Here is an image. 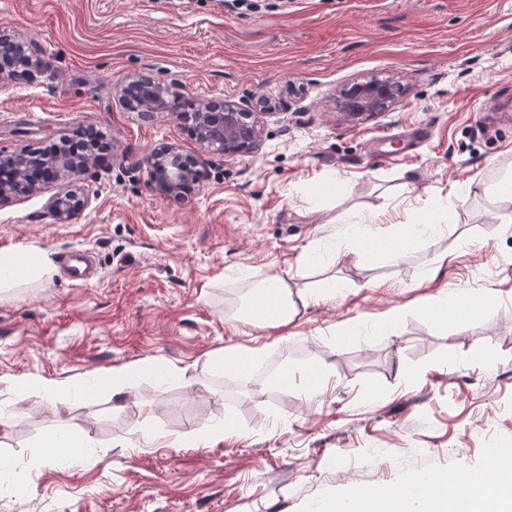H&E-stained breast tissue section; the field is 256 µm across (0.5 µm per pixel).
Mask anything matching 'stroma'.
Wrapping results in <instances>:
<instances>
[{"instance_id": "35a3bbf8", "label": "stroma", "mask_w": 512, "mask_h": 512, "mask_svg": "<svg viewBox=\"0 0 512 512\" xmlns=\"http://www.w3.org/2000/svg\"><path fill=\"white\" fill-rule=\"evenodd\" d=\"M0 0V28L50 64L0 87V153L36 152L78 132L109 148L78 180L89 207L67 224L41 185L0 204V254L31 250L50 276L0 288V512H314L348 496L404 491L419 475L485 465L512 448V224L491 190L512 171V0ZM151 73L189 101L280 102L255 154L204 151L188 124L126 109L113 90ZM398 77L407 96L349 122L344 85ZM304 86L288 94L289 82ZM428 134L397 157L378 154ZM196 157L193 195L165 193L141 160L161 144ZM441 211L440 236L398 261L357 264L341 219L392 237ZM93 250L97 280L59 268ZM289 273L336 296L288 326L238 320L242 273ZM484 296L436 324L440 292ZM394 335L373 324L388 310ZM265 346L248 376L215 368L230 346ZM180 368L163 378L150 363ZM314 364L331 390L263 381L258 369ZM142 371L113 393L114 368ZM93 393L53 406L18 378ZM66 427L82 448L49 451Z\"/></svg>"}]
</instances>
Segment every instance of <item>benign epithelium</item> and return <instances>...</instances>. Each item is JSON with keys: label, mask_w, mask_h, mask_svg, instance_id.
I'll list each match as a JSON object with an SVG mask.
<instances>
[{"label": "benign epithelium", "mask_w": 512, "mask_h": 512, "mask_svg": "<svg viewBox=\"0 0 512 512\" xmlns=\"http://www.w3.org/2000/svg\"><path fill=\"white\" fill-rule=\"evenodd\" d=\"M26 61L25 74L43 66L34 57L31 44L8 33H0V83L13 81L18 75L16 60ZM406 88L400 81L372 77L352 82L338 91L333 99L334 108L347 121H359L386 110ZM116 96L126 107L153 114L172 112L180 96L170 87L160 84L146 74L129 76L116 88ZM194 111L179 112L181 120L191 123L200 146L226 157L256 152L262 141V116L277 108L269 100L259 105L242 106L225 99L200 100L193 103ZM92 159H70L59 156L41 162L38 179L43 182L67 181L72 183L89 167ZM150 178L163 190L178 194L192 193L204 178L196 158L183 153L171 144H164L142 161ZM36 191V183L18 176L14 181H0V202ZM88 196L74 190L63 189L48 200V208L55 220L66 224L89 207Z\"/></svg>", "instance_id": "1"}]
</instances>
